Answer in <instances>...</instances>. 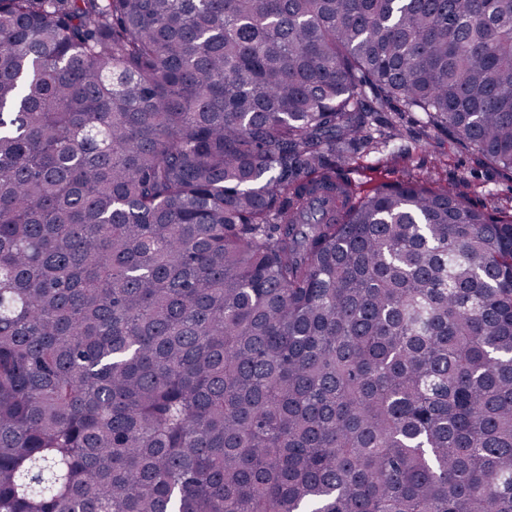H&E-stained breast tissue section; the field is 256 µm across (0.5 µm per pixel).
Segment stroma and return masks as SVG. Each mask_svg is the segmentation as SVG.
Masks as SVG:
<instances>
[{"instance_id": "35a3bbf8", "label": "stroma", "mask_w": 512, "mask_h": 512, "mask_svg": "<svg viewBox=\"0 0 512 512\" xmlns=\"http://www.w3.org/2000/svg\"><path fill=\"white\" fill-rule=\"evenodd\" d=\"M399 134L389 146L357 156L343 171L356 194L382 182L399 183L419 175L487 210L512 207V176L483 164L447 134L422 128L413 116L397 118Z\"/></svg>"}]
</instances>
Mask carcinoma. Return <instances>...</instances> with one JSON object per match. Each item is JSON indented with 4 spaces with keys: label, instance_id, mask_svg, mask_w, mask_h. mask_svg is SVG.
<instances>
[{
    "label": "carcinoma",
    "instance_id": "obj_1",
    "mask_svg": "<svg viewBox=\"0 0 512 512\" xmlns=\"http://www.w3.org/2000/svg\"><path fill=\"white\" fill-rule=\"evenodd\" d=\"M393 104L512 172V0H0V512H512V211L356 196Z\"/></svg>",
    "mask_w": 512,
    "mask_h": 512
}]
</instances>
